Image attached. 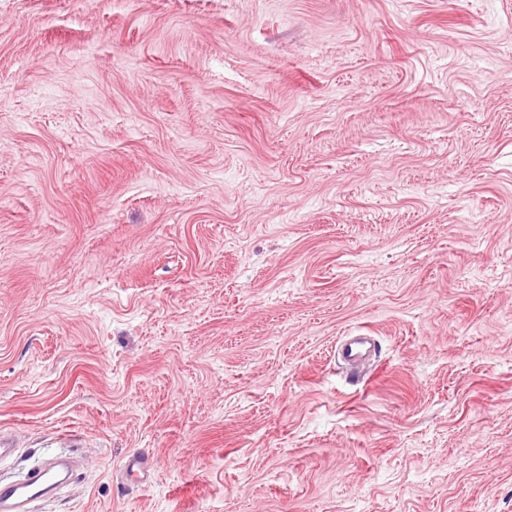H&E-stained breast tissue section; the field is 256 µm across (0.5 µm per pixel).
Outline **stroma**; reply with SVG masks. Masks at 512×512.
Masks as SVG:
<instances>
[{
	"label": "stroma",
	"instance_id": "stroma-1",
	"mask_svg": "<svg viewBox=\"0 0 512 512\" xmlns=\"http://www.w3.org/2000/svg\"><path fill=\"white\" fill-rule=\"evenodd\" d=\"M0 431L29 512H512V0H0ZM369 344V351H375V346L368 336H355L343 346L341 356L350 366H357L358 362L366 355ZM56 473L52 467H41L20 482L0 481L1 511H17L30 499L44 495L55 485Z\"/></svg>",
	"mask_w": 512,
	"mask_h": 512
}]
</instances>
